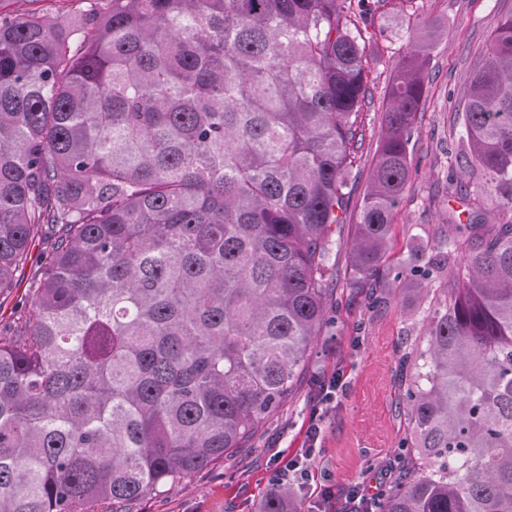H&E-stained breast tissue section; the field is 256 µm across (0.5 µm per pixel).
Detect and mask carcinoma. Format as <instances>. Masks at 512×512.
<instances>
[{
	"label": "carcinoma",
	"instance_id": "cac0c4a2",
	"mask_svg": "<svg viewBox=\"0 0 512 512\" xmlns=\"http://www.w3.org/2000/svg\"><path fill=\"white\" fill-rule=\"evenodd\" d=\"M383 0H97L0 18V512H133L226 459L287 398L325 324ZM433 42L386 88L354 282L454 298L405 357L374 512H512V14L464 95L467 220L390 266ZM260 512H302L287 485Z\"/></svg>",
	"mask_w": 512,
	"mask_h": 512
}]
</instances>
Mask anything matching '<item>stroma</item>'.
Wrapping results in <instances>:
<instances>
[{"label":"stroma","mask_w":512,"mask_h":512,"mask_svg":"<svg viewBox=\"0 0 512 512\" xmlns=\"http://www.w3.org/2000/svg\"><path fill=\"white\" fill-rule=\"evenodd\" d=\"M511 12L512 0H386L376 13L375 37L367 48L372 99L364 113L366 141L349 178L354 201H361L370 179L388 79L417 23L426 21L433 32L426 101L411 142L417 171L392 217L388 263L404 258L410 238L430 243L447 228L444 212L452 193L447 176L464 164L455 112L474 61ZM334 261L327 325L278 413L231 458L144 500L139 512H258L277 457L296 455L307 446V428L316 413L322 416V430L308 463L305 502L316 501L327 474L340 500L353 488L382 489L398 479V445L409 424L401 366L407 353L424 346L426 317L443 293L431 292L419 305L405 306L390 297L375 307L369 289L351 280L347 249H339ZM336 374L343 388L333 402L322 403L321 389Z\"/></svg>","instance_id":"stroma-1"}]
</instances>
